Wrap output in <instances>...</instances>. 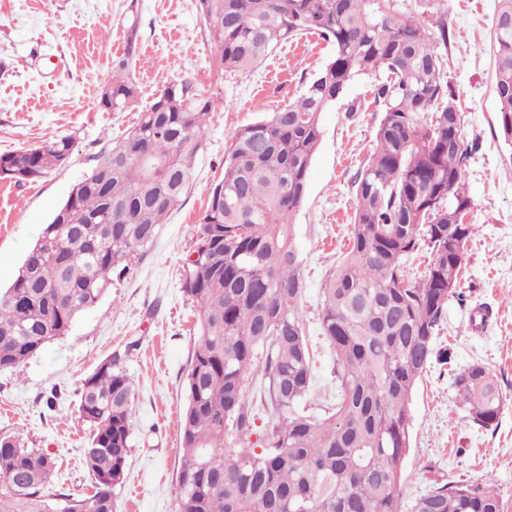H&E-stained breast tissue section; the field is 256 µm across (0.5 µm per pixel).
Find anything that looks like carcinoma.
I'll return each mask as SVG.
<instances>
[{
	"mask_svg": "<svg viewBox=\"0 0 512 512\" xmlns=\"http://www.w3.org/2000/svg\"><path fill=\"white\" fill-rule=\"evenodd\" d=\"M220 72L247 73L276 46L313 30L335 54L300 96L234 134L224 177L208 189L186 259L184 292L198 306L199 334L179 416L183 461L177 512H404L403 462L410 401L433 362L448 300L475 232L467 167L473 145L444 79L439 47L448 23L431 28L396 0H197ZM138 32L112 62L100 103L123 112L137 98L130 77ZM498 123L512 143V0H497L494 36ZM383 71L384 116L356 177L349 245L321 288L320 331L334 352L337 401L320 420L297 410L313 388L301 305L307 282L293 245L321 115L358 75ZM210 102L182 80L166 87L135 125L76 184L0 291V371L22 370L67 333L123 275L193 184ZM71 141L0 155V179L30 182L64 164ZM430 254L424 275L408 259ZM113 353L84 379L79 412L92 428L84 462L88 497L49 492L55 459L0 436V512H113L131 452L135 387ZM459 403L481 427L505 407L494 375L472 363L456 373ZM269 421L259 430L256 420ZM410 512H509L479 482H437Z\"/></svg>",
	"mask_w": 512,
	"mask_h": 512,
	"instance_id": "carcinoma-1",
	"label": "carcinoma"
}]
</instances>
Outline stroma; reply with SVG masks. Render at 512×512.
Wrapping results in <instances>:
<instances>
[{
  "instance_id": "stroma-1",
  "label": "stroma",
  "mask_w": 512,
  "mask_h": 512,
  "mask_svg": "<svg viewBox=\"0 0 512 512\" xmlns=\"http://www.w3.org/2000/svg\"><path fill=\"white\" fill-rule=\"evenodd\" d=\"M402 12L432 22L443 13L452 37L444 50L447 78L473 144L467 244L459 294L450 298L438 346L451 364H432L411 398L410 449L401 487L412 502L438 480L478 481L512 501V143L497 125L494 62L489 53L496 0H397ZM136 12L133 77L136 106L105 111L100 86L126 47V18ZM331 43L306 32L278 46L251 72H217L215 49L196 0H0V154L66 137L67 162L33 182L0 179V289L14 280L73 185L166 86L187 78L211 103L195 180L159 225L152 243L66 336L48 343L23 372L0 371V435L18 437L56 459L49 488L88 496L82 450L90 430L78 412L84 379L111 353L136 343L124 365L136 387L132 448L114 512H175L182 462L178 412L198 337L197 305L183 288L186 259L208 189L224 176V153L236 130L294 101L333 57ZM382 75L356 78L321 116L304 201L295 212L294 246L308 288L302 305L314 360V388L301 403L321 416L336 394L332 352L319 331L320 288L346 250L356 208L353 178L365 164L383 105ZM479 362L508 402L498 426L482 428L457 405L454 376Z\"/></svg>"
}]
</instances>
